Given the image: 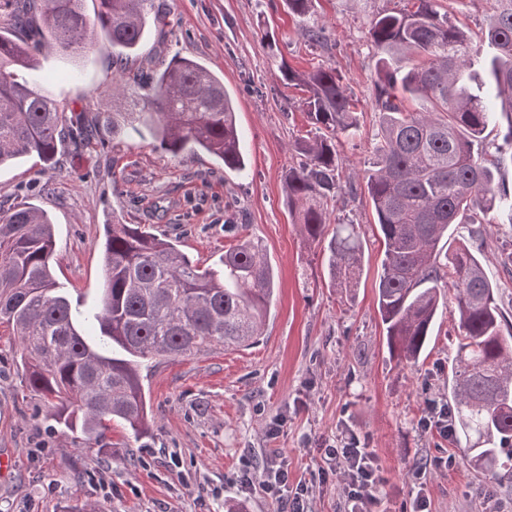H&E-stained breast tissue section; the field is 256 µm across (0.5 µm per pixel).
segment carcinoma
Wrapping results in <instances>:
<instances>
[{"label": "carcinoma", "instance_id": "1", "mask_svg": "<svg viewBox=\"0 0 512 512\" xmlns=\"http://www.w3.org/2000/svg\"><path fill=\"white\" fill-rule=\"evenodd\" d=\"M83 0H0V165L35 154L52 162L63 136L58 107L17 70L32 69L42 41L79 55L91 36ZM96 25L112 56L144 38L151 0H95ZM384 15L369 34L379 54L373 108L380 124L364 192L384 245L377 307L392 353L418 360L446 291L457 315L456 366L448 377L452 441L496 482H512V336L498 286L481 255L479 231L443 252L459 224H512V190L495 173L512 164V0H493L486 53L439 15L434 0ZM284 79L305 88L303 109L321 134L299 143L306 161L284 177L285 206L307 238L325 234L321 203L342 190L336 137L358 131L355 103L333 69ZM420 100L413 111L407 101ZM107 123L116 134L147 127L167 151L200 148L242 170L240 131L224 80L174 57L140 83L115 77ZM494 127L502 143L487 140ZM498 219H485L489 213ZM55 246L47 212L25 207L0 219V324L20 339L23 383L59 399L56 423L81 440L100 438L116 420L147 433L141 379L145 363L176 359L213 344L255 343L270 312L274 273L264 247L244 237L214 267L200 268L169 241L138 224H109L101 308L83 314L60 288L49 258ZM327 249L333 285L354 287L362 271L355 224H338Z\"/></svg>", "mask_w": 512, "mask_h": 512}]
</instances>
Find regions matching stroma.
Returning a JSON list of instances; mask_svg holds the SVG:
<instances>
[{
    "mask_svg": "<svg viewBox=\"0 0 512 512\" xmlns=\"http://www.w3.org/2000/svg\"><path fill=\"white\" fill-rule=\"evenodd\" d=\"M407 0H315L306 18L284 0H153L165 27H150L137 54L113 60L103 40L80 56L47 41L27 77L80 128L112 107L117 69L140 75L147 60L199 61L224 80L236 102L244 170L232 171L208 153L164 150L148 130L97 131L65 139L52 168L34 156L0 167V214L22 204L47 210L55 227V279L80 310L101 304L108 223L141 224L174 243L193 262L216 265L236 237L233 225L260 239L274 271L271 311L257 343L216 344L144 369L151 406L149 432L133 439L113 423L102 440L76 447L56 425L57 401L22 382L20 346L0 325V512H61L78 501L89 512H285L260 483L271 462L288 467L289 489L306 488L310 512H338L347 486L318 470L321 448L355 437L377 467L371 512H412L423 496L428 512H512V484L499 485L473 468L464 449L423 431L428 401L448 400L455 364L452 309L440 312L417 363L390 353L377 310L384 248L366 195L327 199L328 224H359L363 271L352 293L331 285L327 255L311 245L284 204L288 169L302 157L297 144L316 130L288 86L282 65L300 71L331 68L357 101L359 131L338 138L342 183L363 186L373 156L379 114L371 94L376 49L369 35L378 16ZM492 0H436L440 15L480 35ZM323 25L324 41L305 27ZM487 273L512 324V276L499 253L512 226L486 224ZM453 456V469L434 461ZM249 470L254 487L242 488Z\"/></svg>",
    "mask_w": 512,
    "mask_h": 512,
    "instance_id": "obj_1",
    "label": "stroma"
}]
</instances>
